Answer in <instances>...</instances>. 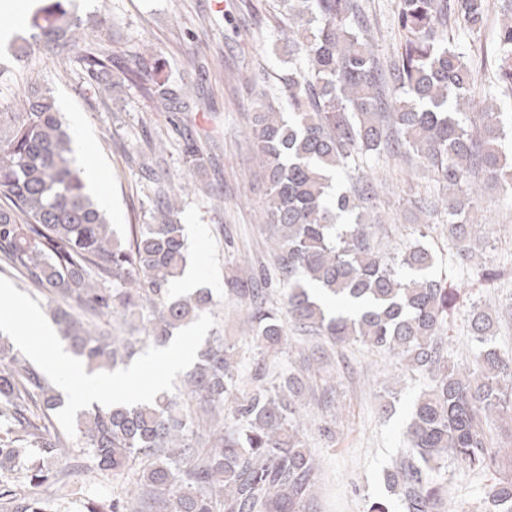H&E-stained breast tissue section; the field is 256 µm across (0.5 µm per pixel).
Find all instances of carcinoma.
<instances>
[{"mask_svg": "<svg viewBox=\"0 0 512 512\" xmlns=\"http://www.w3.org/2000/svg\"><path fill=\"white\" fill-rule=\"evenodd\" d=\"M501 16L494 55L496 95L472 112L474 61L448 40V24L475 35L492 8ZM288 68L279 75L284 100L259 102L251 137L258 174L266 185L267 223L276 226L272 252L288 319L301 331L334 343L385 350L422 388L407 418V446L384 469L389 499L369 512H446L448 463L458 476L495 472L481 512H512V448L491 447L483 420L512 405V355L485 346L491 315L468 311L482 345L469 363L448 354L443 332L460 308V293L428 276L434 256L415 241L397 255L374 250L369 239L373 193L366 176L348 186L333 172L359 155L412 154L442 183L449 236L464 266L488 240L477 220L483 199L475 180L512 183L503 144L499 101L512 100V0H397L398 52L380 64L365 38L358 0H279ZM33 39L48 57L62 58L82 42L80 18L62 0H44ZM89 72L112 62L100 42L86 44ZM143 56L128 68L161 112L188 111L190 89L152 74ZM186 165L206 159L193 144ZM152 223L131 225L132 238L115 237L89 196L69 128L51 90L30 87L14 112H0V271L24 274L28 285L55 303L60 338L87 372L128 365L141 346L163 347L175 331L215 305L206 290L180 293L175 285L189 257L180 196L157 188ZM229 294L247 305L250 342L268 359L288 345L273 309L255 303L262 289L252 274L233 271ZM120 318L126 336H114ZM241 358L229 336H211L193 367L171 392L150 404L104 407L76 416L74 464L49 461L70 447L60 431L42 432L31 408L49 420L61 393L21 361L0 336V422L18 428L21 446L0 448V512H59L72 495V470L89 462L112 475V499L87 497L81 512H317L321 464L306 448L300 407L307 392L294 370L266 378L256 364L241 385ZM210 418L209 433L197 427ZM20 472L31 491L12 493Z\"/></svg>", "mask_w": 512, "mask_h": 512, "instance_id": "cac0c4a2", "label": "carcinoma"}]
</instances>
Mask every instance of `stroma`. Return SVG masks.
<instances>
[{"label": "stroma", "instance_id": "obj_1", "mask_svg": "<svg viewBox=\"0 0 512 512\" xmlns=\"http://www.w3.org/2000/svg\"><path fill=\"white\" fill-rule=\"evenodd\" d=\"M361 4L375 52L388 60L401 40L392 24L396 2ZM67 6L88 30L97 31L112 55L111 67L91 78L81 44L59 61L33 48L26 64H18L15 56L33 27L11 24L13 40L0 44V112L15 111L22 88L35 84L52 90L66 119L81 117L86 139L78 146V160L93 162L106 174L104 208L118 236H128L130 225L149 223L150 175L171 183L193 181L176 215L188 238L189 267L200 287L224 299L215 310L216 330L242 340L250 324L245 307L224 292L226 272L255 273L266 305L285 308L267 245L270 232L262 222L264 192L249 124L258 99L278 94L276 76L288 66L279 50L273 0H68ZM156 49L163 52L161 75L193 86L192 111H158L128 80V60ZM191 54L199 69L187 67ZM191 142L208 158L204 170L193 172L184 164ZM358 163L380 172L375 246L391 255L423 238L436 257L434 275L460 288L465 302L492 314L489 343L512 354V188L486 189L481 219L494 230L467 271L456 264L447 215L420 209L424 198L442 196L441 184L407 156H362ZM288 336L277 369L304 370L311 394L322 391L326 379L334 381L328 404L316 403L311 394L303 399L304 438L322 462L316 490L320 512H368L383 492L382 471L405 446L407 413L421 380L390 354L357 343L335 345L294 329ZM384 402L392 405L386 415L378 410ZM493 480L487 473L464 481L448 475V512H480L482 493Z\"/></svg>", "mask_w": 512, "mask_h": 512}]
</instances>
